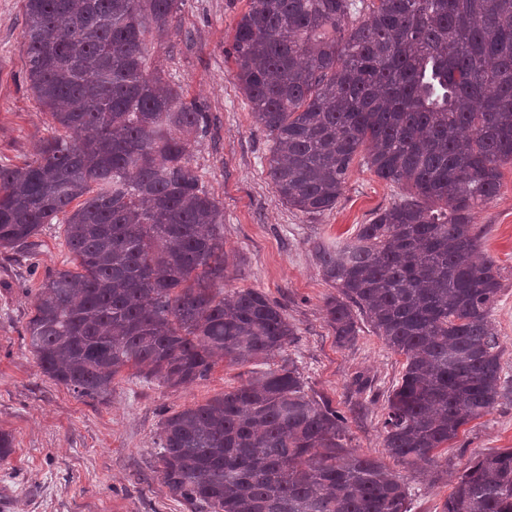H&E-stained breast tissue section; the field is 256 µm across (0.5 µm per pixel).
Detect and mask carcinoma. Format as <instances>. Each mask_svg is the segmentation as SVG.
<instances>
[{
  "label": "carcinoma",
  "mask_w": 512,
  "mask_h": 512,
  "mask_svg": "<svg viewBox=\"0 0 512 512\" xmlns=\"http://www.w3.org/2000/svg\"><path fill=\"white\" fill-rule=\"evenodd\" d=\"M181 5L24 0L25 79L51 134L0 165V249L28 253L64 217L75 269L47 270L26 333L44 375L83 400L107 402L125 368L179 387L297 336L263 291L224 294V205L191 163L209 112L147 67ZM233 50L283 202L332 210L361 152L408 192L313 252L336 341L357 339L360 315L405 356L382 447L432 466L501 396L500 272L473 215L512 164V0H250ZM344 438L290 361L167 417L155 464L191 512H409L404 478ZM442 512H512V448L468 467Z\"/></svg>",
  "instance_id": "cac0c4a2"
}]
</instances>
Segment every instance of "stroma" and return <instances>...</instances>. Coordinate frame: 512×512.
<instances>
[{
  "mask_svg": "<svg viewBox=\"0 0 512 512\" xmlns=\"http://www.w3.org/2000/svg\"><path fill=\"white\" fill-rule=\"evenodd\" d=\"M249 6L250 0H184L176 30L148 46L149 66L162 68L211 114L193 164L224 205L229 285L264 291L297 328L295 342L269 367L294 361L309 393L345 416L348 448L383 459L405 478L414 489L411 512H442L458 475L476 457L512 448V393L438 449V466L410 470L386 457V400L405 359L365 324L354 344L337 343L324 312L335 290L319 275L312 246L353 240L360 225L400 202L405 191L357 160L333 210L307 215L279 199L268 176L272 143L233 80L234 31ZM22 27L23 0H0V165L32 159L51 133L48 114L25 83ZM501 172L498 195L476 210L474 222L483 230L482 252L500 269L492 317L502 376L512 381V165ZM71 265L60 224L44 225L29 257L0 250V431L11 434L14 448L0 465V512H190L154 466L161 423L240 386L256 367L221 362L206 379L179 388L126 370L109 402L77 398L42 373L25 334L46 269Z\"/></svg>",
  "mask_w": 512,
  "mask_h": 512,
  "instance_id": "obj_1",
  "label": "stroma"
}]
</instances>
